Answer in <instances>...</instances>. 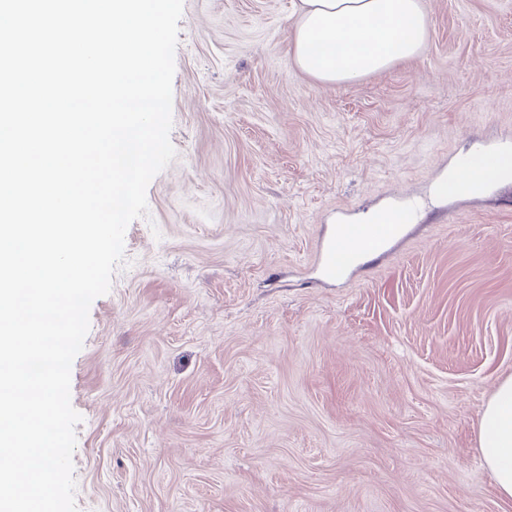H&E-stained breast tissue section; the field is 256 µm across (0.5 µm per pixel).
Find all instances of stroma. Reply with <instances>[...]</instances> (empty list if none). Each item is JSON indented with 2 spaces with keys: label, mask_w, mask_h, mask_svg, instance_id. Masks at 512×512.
I'll return each instance as SVG.
<instances>
[{
  "label": "stroma",
  "mask_w": 512,
  "mask_h": 512,
  "mask_svg": "<svg viewBox=\"0 0 512 512\" xmlns=\"http://www.w3.org/2000/svg\"><path fill=\"white\" fill-rule=\"evenodd\" d=\"M297 0H184L170 139L71 369L78 512H512L479 421L512 376V0H422L427 45L328 86ZM407 204L329 282L331 225ZM461 182L467 191L462 193H479L493 182L512 177V156L510 153L499 154L497 161L489 163L484 156L469 159L466 168L461 172Z\"/></svg>",
  "instance_id": "stroma-1"
}]
</instances>
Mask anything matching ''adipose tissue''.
Returning a JSON list of instances; mask_svg holds the SVG:
<instances>
[{
	"instance_id": "obj_1",
	"label": "adipose tissue",
	"mask_w": 512,
	"mask_h": 512,
	"mask_svg": "<svg viewBox=\"0 0 512 512\" xmlns=\"http://www.w3.org/2000/svg\"><path fill=\"white\" fill-rule=\"evenodd\" d=\"M429 20L421 0H300L288 38L295 66L324 84L380 73L423 50ZM512 177V155L469 159L460 175L468 192ZM480 452L496 492L512 503V377L495 389L480 418Z\"/></svg>"
}]
</instances>
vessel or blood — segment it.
<instances>
[{
  "mask_svg": "<svg viewBox=\"0 0 512 512\" xmlns=\"http://www.w3.org/2000/svg\"><path fill=\"white\" fill-rule=\"evenodd\" d=\"M407 211L397 208L376 224H338L324 239L319 269L323 279L333 280L354 262L355 254L385 253L405 227Z\"/></svg>",
  "mask_w": 512,
  "mask_h": 512,
  "instance_id": "obj_1",
  "label": "vessel or blood"
}]
</instances>
